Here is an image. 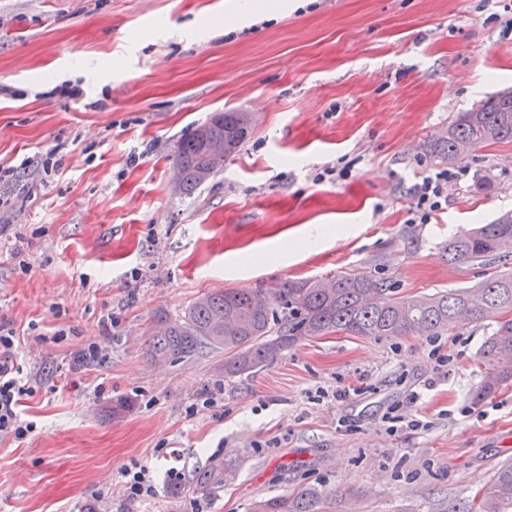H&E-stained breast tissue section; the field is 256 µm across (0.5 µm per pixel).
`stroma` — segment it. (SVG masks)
Instances as JSON below:
<instances>
[{
    "instance_id": "1",
    "label": "stroma",
    "mask_w": 512,
    "mask_h": 512,
    "mask_svg": "<svg viewBox=\"0 0 512 512\" xmlns=\"http://www.w3.org/2000/svg\"><path fill=\"white\" fill-rule=\"evenodd\" d=\"M510 88L502 0H0V329L34 379L32 433L0 437V512H248L301 484L335 490V512L477 495L512 459V384L472 398L487 326L322 336L230 379L223 352L159 362L150 342L221 289L347 272L409 296L498 271L445 248L512 211V144L477 148L431 223L409 217L440 166L428 144ZM227 110L257 116L250 138L183 194L178 142ZM328 166L350 174L317 180ZM321 227L341 234L278 260ZM391 412L422 426L389 433ZM214 457L231 473L205 494L189 475ZM137 465L157 493L130 503L119 471ZM324 238L325 233L323 231H318L316 233H308L305 237L297 240H280L273 246V251L284 260H288V257L293 256L296 252L307 249L313 245H317L322 242Z\"/></svg>"
}]
</instances>
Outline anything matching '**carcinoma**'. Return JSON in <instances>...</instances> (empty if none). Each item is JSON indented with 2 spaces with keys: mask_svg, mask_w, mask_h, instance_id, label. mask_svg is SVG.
I'll return each mask as SVG.
<instances>
[{
  "mask_svg": "<svg viewBox=\"0 0 512 512\" xmlns=\"http://www.w3.org/2000/svg\"><path fill=\"white\" fill-rule=\"evenodd\" d=\"M255 126L251 112H216L181 139L174 157L180 189L190 195L224 171V162ZM224 142V155L207 142ZM512 143V91L457 113L430 144V153L453 165L486 144ZM448 262L512 260V213L503 214L448 241ZM495 323L478 354L481 381L477 402L512 383V272L489 275L472 288L403 296L371 273H338L291 280L272 294L224 289L197 298L179 320H166L152 334L157 359L224 351V376H249L273 364L282 352L311 338L344 333L362 337L456 335L470 324ZM228 469L216 458L194 472V487L224 489ZM335 492L307 484L255 500L251 512H333ZM453 512H512V462L501 464L480 498L462 501Z\"/></svg>",
  "mask_w": 512,
  "mask_h": 512,
  "instance_id": "obj_1",
  "label": "carcinoma"
}]
</instances>
